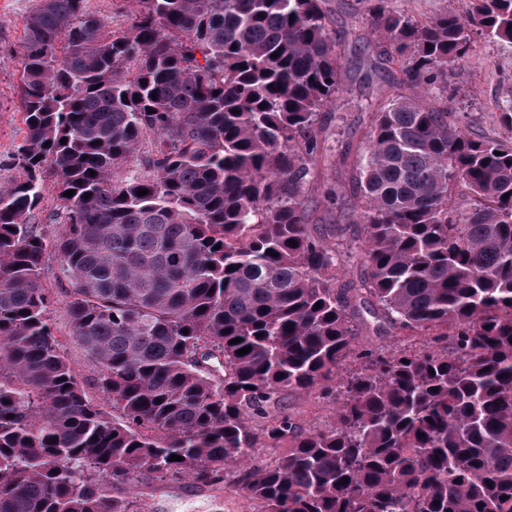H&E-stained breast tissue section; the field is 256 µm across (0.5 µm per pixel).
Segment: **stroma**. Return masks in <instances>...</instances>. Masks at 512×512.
Wrapping results in <instances>:
<instances>
[{
    "label": "stroma",
    "mask_w": 512,
    "mask_h": 512,
    "mask_svg": "<svg viewBox=\"0 0 512 512\" xmlns=\"http://www.w3.org/2000/svg\"><path fill=\"white\" fill-rule=\"evenodd\" d=\"M37 0H0V183L21 177L16 164L25 131L16 111L22 70L23 26ZM331 32L340 42L343 91L335 105L324 108L316 125L319 142L315 177L314 220L319 229L336 221L343 203L352 197L355 152L369 130L368 112L397 93L398 66L380 63L370 27L371 0H324ZM452 95L456 118L475 138H497L502 133L498 116L512 99V46L475 38L461 66L449 68L446 81L430 86V98ZM43 280L56 298L50 313L61 346L80 380L91 384L97 366L74 344L71 324L62 301L69 288L59 277V259L46 249ZM137 512H260L235 480L218 489L200 488L187 480L142 478L136 487Z\"/></svg>",
    "instance_id": "stroma-1"
}]
</instances>
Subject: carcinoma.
<instances>
[{"mask_svg": "<svg viewBox=\"0 0 512 512\" xmlns=\"http://www.w3.org/2000/svg\"><path fill=\"white\" fill-rule=\"evenodd\" d=\"M126 2L123 33L85 0H39L23 31L24 176L0 185V512H136L143 477L210 487L233 466L262 512H512V104L510 137L475 139L427 99L473 33L512 45V0L425 21L377 0L375 47L408 92L369 112L354 248L310 228L314 125L342 90L321 0ZM130 158L141 170L116 178ZM48 181L51 241L28 223ZM49 246L92 395L50 320ZM361 326L424 344L362 345ZM316 390L334 425L282 411Z\"/></svg>", "mask_w": 512, "mask_h": 512, "instance_id": "cac0c4a2", "label": "carcinoma"}]
</instances>
